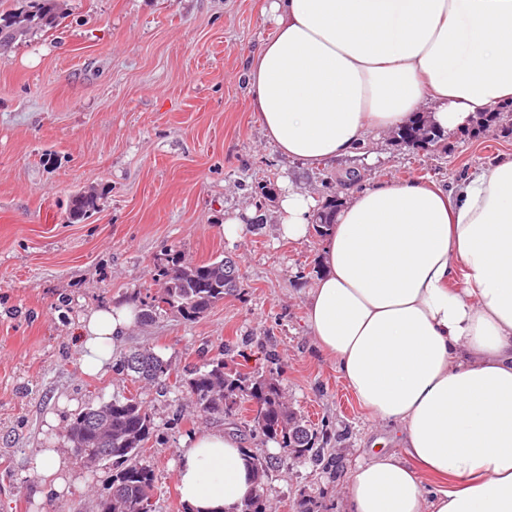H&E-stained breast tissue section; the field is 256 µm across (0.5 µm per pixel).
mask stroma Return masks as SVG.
Masks as SVG:
<instances>
[{"label":"stroma","mask_w":512,"mask_h":512,"mask_svg":"<svg viewBox=\"0 0 512 512\" xmlns=\"http://www.w3.org/2000/svg\"><path fill=\"white\" fill-rule=\"evenodd\" d=\"M266 0H65L59 26L0 54V512H94L104 471L79 467L83 492L38 502L30 454L45 447L47 414L61 402L96 407L137 395L155 431L143 455L156 476V512H183L175 469L183 442L232 431L266 456L251 414L204 418L181 389L82 373V314L114 301L141 304L166 253L198 264L232 257L239 292L187 321H139L114 356L149 348L173 372L224 356L242 372L277 379L289 405L327 437L323 462L269 469L272 512H346L342 487L381 432L305 324V289L320 271L323 239L282 240V182L318 203L339 189L418 179L453 184L512 154V126L469 127L427 149L387 140L384 157L308 169L280 157L253 116L239 74L274 24ZM98 208L68 217L72 195ZM258 208L241 241L224 215Z\"/></svg>","instance_id":"stroma-1"}]
</instances>
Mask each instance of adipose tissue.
<instances>
[{"label": "adipose tissue", "instance_id": "adipose-tissue-1", "mask_svg": "<svg viewBox=\"0 0 512 512\" xmlns=\"http://www.w3.org/2000/svg\"><path fill=\"white\" fill-rule=\"evenodd\" d=\"M274 34L245 80L263 135L309 167L354 156L423 114L444 133L512 104V0H269ZM317 201L285 182L282 238L306 239ZM307 326L368 418L397 430L342 488L349 512H512V158L454 186L378 183L343 195ZM136 318L86 312L81 368L106 372ZM239 438L206 431L175 477L191 512H231L253 486ZM30 472L80 491L59 438ZM443 477L427 492L423 474Z\"/></svg>", "mask_w": 512, "mask_h": 512}]
</instances>
